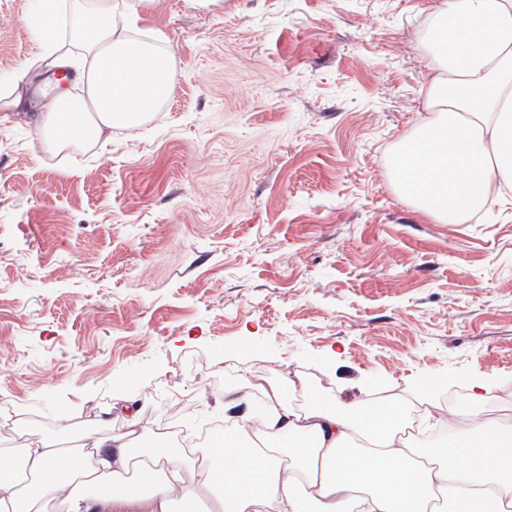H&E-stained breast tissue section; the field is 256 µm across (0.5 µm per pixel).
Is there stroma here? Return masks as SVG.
<instances>
[{
    "mask_svg": "<svg viewBox=\"0 0 512 512\" xmlns=\"http://www.w3.org/2000/svg\"><path fill=\"white\" fill-rule=\"evenodd\" d=\"M171 92L141 126L48 151L42 103L0 110V442L56 443L143 406L142 445L223 418L243 377L329 401L492 391L512 415V191L438 224L396 185L435 0H163L140 12ZM0 0V97L81 43Z\"/></svg>",
    "mask_w": 512,
    "mask_h": 512,
    "instance_id": "1",
    "label": "stroma"
}]
</instances>
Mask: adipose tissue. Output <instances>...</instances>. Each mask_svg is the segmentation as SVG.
Returning a JSON list of instances; mask_svg holds the SVG:
<instances>
[{
    "instance_id": "1",
    "label": "adipose tissue",
    "mask_w": 512,
    "mask_h": 512,
    "mask_svg": "<svg viewBox=\"0 0 512 512\" xmlns=\"http://www.w3.org/2000/svg\"><path fill=\"white\" fill-rule=\"evenodd\" d=\"M443 47L428 57L425 116L402 144L397 182L405 199L439 224H462L512 187V0H438ZM83 32L78 77L86 98L72 103L55 86L39 127L49 149L99 142L106 131L148 118L170 90L169 61L135 39L116 0H86L74 12ZM309 394L302 377L261 387V410L239 391L224 393L229 433L215 436L200 465L186 463L162 437L135 455L141 412L126 433H88L79 452L26 448L40 481L20 486L10 449L0 448V512H178L184 501L206 512H440L444 499L465 512H512V421L487 415L488 387L474 385L464 408L420 398L423 419L448 429L451 442L414 447L405 410L389 395L350 406L311 396L305 409L285 391Z\"/></svg>"
}]
</instances>
